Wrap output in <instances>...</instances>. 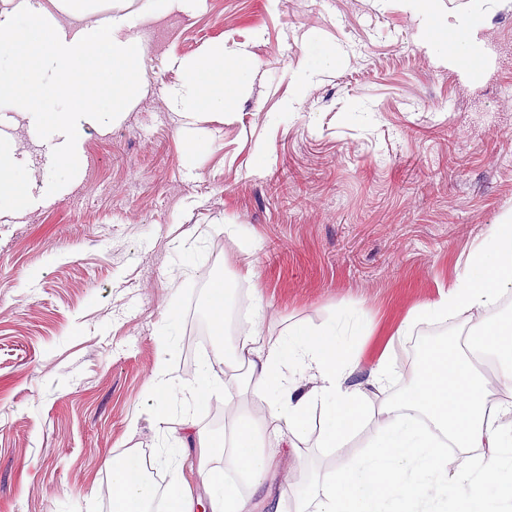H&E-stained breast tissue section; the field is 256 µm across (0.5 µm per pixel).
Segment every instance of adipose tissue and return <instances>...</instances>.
Returning <instances> with one entry per match:
<instances>
[{"mask_svg": "<svg viewBox=\"0 0 512 512\" xmlns=\"http://www.w3.org/2000/svg\"><path fill=\"white\" fill-rule=\"evenodd\" d=\"M110 10L106 28L66 33L60 16L83 18ZM122 0H14L0 9V52L10 58L0 68V99L21 115H37L43 125L63 131L69 146L59 162L71 166L87 125L102 123L113 106L128 97L142 56L127 30ZM482 14H451L430 27L429 42L448 58L480 73L484 58L479 40ZM236 50L214 46L186 62V77L170 97L184 118L225 111L231 90L242 85L248 69L235 67ZM32 175L15 157L11 138L0 136V206L27 205ZM497 246L472 255L461 286L418 308V315L450 310L479 314L463 343H428L414 366V380L400 397L382 407L366 451L343 461L355 425L367 410L361 391L349 378L360 364L335 323L290 332L276 340L261 334L243 337L232 352L237 375L231 440L216 441L185 424L198 450V472L210 475L212 456L224 459L234 482L210 485V512H279L269 476L280 467L260 448L264 433L288 444L319 408L326 447L341 458L323 477L297 482L295 512H512V401L490 404L494 389L512 390V318L488 321L482 312L512 286V224H497ZM493 357L498 367L485 373L477 364ZM315 370L318 384L301 390L298 369ZM474 453L472 468L453 467L449 449ZM113 512H152L154 489L145 461L136 450L113 458Z\"/></svg>", "mask_w": 512, "mask_h": 512, "instance_id": "1", "label": "adipose tissue"}]
</instances>
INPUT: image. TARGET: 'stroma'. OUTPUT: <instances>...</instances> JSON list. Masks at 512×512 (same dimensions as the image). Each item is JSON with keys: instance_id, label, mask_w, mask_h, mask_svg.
<instances>
[{"instance_id": "35a3bbf8", "label": "stroma", "mask_w": 512, "mask_h": 512, "mask_svg": "<svg viewBox=\"0 0 512 512\" xmlns=\"http://www.w3.org/2000/svg\"><path fill=\"white\" fill-rule=\"evenodd\" d=\"M144 2L125 3L143 51L134 92L86 127L75 173L59 136L0 102L34 180L25 210L0 211V512H112L105 461L131 449L164 478L177 463L205 512L174 430L189 419L217 436L228 414L183 390L193 303L223 282L272 340L344 318L350 382L377 410L412 381L420 343L464 336L469 313L410 314L512 217V0L481 6L478 78L426 41L433 16L474 0L421 15L400 0H174L149 24ZM312 43L336 63L308 81ZM216 44L244 52L251 76L228 111L185 124L170 93ZM382 355L393 374L368 385ZM298 444L279 482L335 468L319 411Z\"/></svg>"}]
</instances>
